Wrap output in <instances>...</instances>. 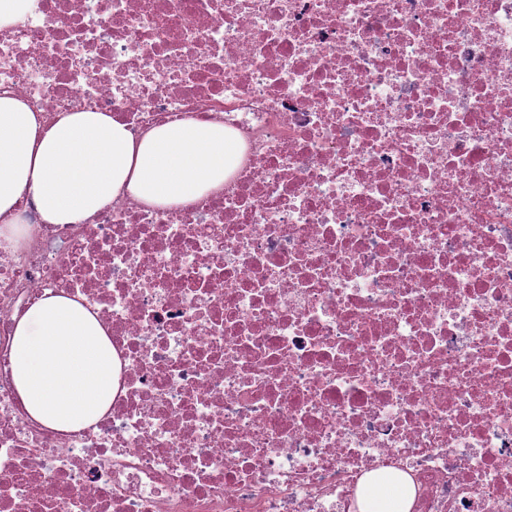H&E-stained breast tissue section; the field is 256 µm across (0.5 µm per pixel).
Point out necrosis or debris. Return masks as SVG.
I'll use <instances>...</instances> for the list:
<instances>
[{"label":"necrosis or debris","mask_w":512,"mask_h":512,"mask_svg":"<svg viewBox=\"0 0 512 512\" xmlns=\"http://www.w3.org/2000/svg\"><path fill=\"white\" fill-rule=\"evenodd\" d=\"M40 125H223L219 192L0 223V512H512V0H33L0 95ZM49 294L118 362L94 424L10 369ZM363 484L368 488L366 497L361 500L360 512H409L411 499L406 486L389 479L375 481L372 474L364 477ZM386 486L392 489L389 495L380 493Z\"/></svg>","instance_id":"1"}]
</instances>
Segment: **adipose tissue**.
Listing matches in <instances>:
<instances>
[{
  "mask_svg": "<svg viewBox=\"0 0 512 512\" xmlns=\"http://www.w3.org/2000/svg\"><path fill=\"white\" fill-rule=\"evenodd\" d=\"M236 155L218 124L169 123L134 138L102 112H72L40 127L20 99L0 96V215L32 193L51 224H78L122 191L168 206L222 189ZM360 512H409L408 488L366 475Z\"/></svg>",
  "mask_w": 512,
  "mask_h": 512,
  "instance_id": "adipose-tissue-1",
  "label": "adipose tissue"
}]
</instances>
